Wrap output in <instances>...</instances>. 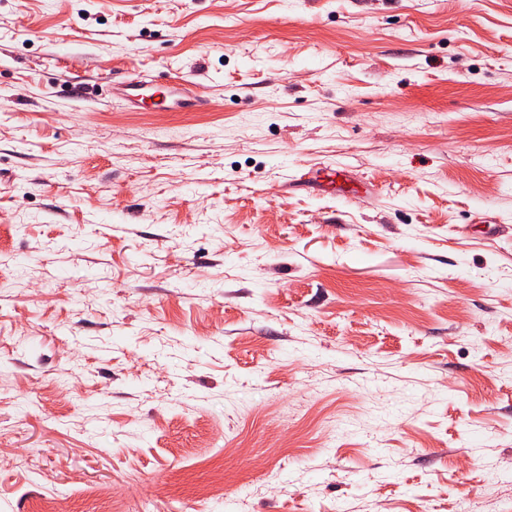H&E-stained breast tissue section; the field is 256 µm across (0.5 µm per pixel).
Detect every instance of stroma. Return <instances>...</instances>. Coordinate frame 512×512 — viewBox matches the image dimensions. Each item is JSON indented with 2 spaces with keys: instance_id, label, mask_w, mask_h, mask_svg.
Instances as JSON below:
<instances>
[{
  "instance_id": "obj_1",
  "label": "stroma",
  "mask_w": 512,
  "mask_h": 512,
  "mask_svg": "<svg viewBox=\"0 0 512 512\" xmlns=\"http://www.w3.org/2000/svg\"><path fill=\"white\" fill-rule=\"evenodd\" d=\"M19 452L0 512H512V0H0ZM119 91L122 98L135 109L144 107L147 100H152L156 94L162 97L171 112H190L197 110L203 104V100L199 97L187 94L179 82H172L159 89L136 71L126 75Z\"/></svg>"
}]
</instances>
